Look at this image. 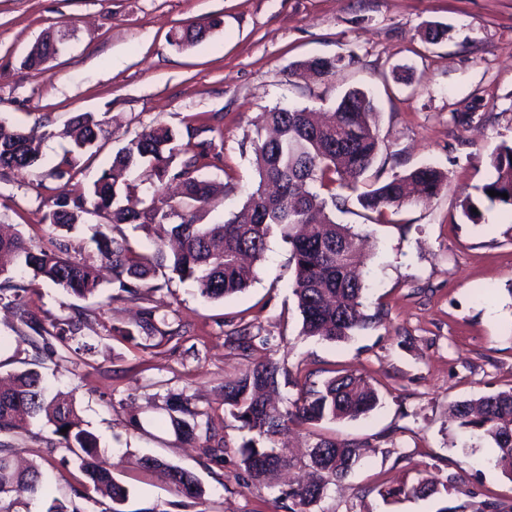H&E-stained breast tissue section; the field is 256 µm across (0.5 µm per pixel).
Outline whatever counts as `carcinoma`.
<instances>
[{"instance_id":"carcinoma-1","label":"carcinoma","mask_w":512,"mask_h":512,"mask_svg":"<svg viewBox=\"0 0 512 512\" xmlns=\"http://www.w3.org/2000/svg\"><path fill=\"white\" fill-rule=\"evenodd\" d=\"M220 25L216 19L206 25H188L177 30L173 42L188 47L204 37L205 29ZM55 38L46 34L36 41L23 65L38 68L57 54ZM374 105L367 93L347 91L336 106L337 119L322 123L307 108H276L263 116L264 127L272 135L255 142V168L259 184L249 199L222 224L199 223L198 212L213 200L211 182L200 170L220 159L213 143L197 139L198 130L186 127L187 141L177 167L173 143L179 134L162 124L142 130L121 147L112 159V170L102 173L86 191L64 195L44 215L45 223L59 231L50 238V247L36 249L18 235L0 234V303L20 311L26 319L24 294L37 281L50 282L77 297L94 295L101 278L98 266L71 254L68 237L85 214H104L110 223L94 227L92 241L104 267L112 274V287L141 299L162 285L160 277L190 281L199 293L220 300L244 291L254 279L249 258L261 260L271 235L277 233L289 247L294 265L292 293L302 316L301 335L329 342L343 341L365 327L372 318L364 311L365 283L358 270L356 239L359 232L336 223L325 213L327 205L338 206L343 190L357 193L360 205L378 216L389 207L408 201L411 185L422 187L425 198L439 194L446 174L433 166H421L405 175L359 186L380 151L373 124ZM106 119L91 112L76 115L64 131L71 149L51 170L58 178H73L79 156L97 146L106 136ZM41 158L40 141L20 128L0 122V169L18 172L35 166ZM493 178L482 187L490 202L512 207V146L503 145L491 158ZM140 169L143 175L178 183V192L167 195L158 189L151 200L135 195L123 180L126 172ZM497 195L490 196L488 191ZM508 197H501L502 193ZM136 224L142 229L158 226L165 236L178 243L172 253L164 241L149 252L133 248L120 228ZM30 274L29 283L16 281L17 271ZM81 320H50V328L34 326L37 335L47 334L64 346L75 340ZM297 389L296 396L280 409L270 404L267 394L283 386ZM378 392L363 378L341 374L317 386L301 380L299 372L273 360L254 363L240 375L224 383V409L252 434L237 449L240 476L245 487L273 486L276 474L292 468L298 460L275 448V442L292 425L319 424L336 420H356L379 405ZM175 432L186 442L202 440L200 457L208 463L224 462L228 448L224 435L216 429L208 412L192 406L190 399L171 395L166 400ZM458 427L468 432L473 448L495 449V462L512 480V389L464 400L450 406ZM34 420L53 427L62 447L84 475L82 488L73 489V498L53 499L47 512H85L77 500L94 501L96 496L111 501L108 512H127L130 490L114 475V464L84 427L73 405L58 401L43 385L42 374L28 368L13 376L11 384L0 387V497L18 503L49 492L40 468H18L13 460V438L27 431ZM68 431L61 432L62 428ZM360 461L359 445L336 437L318 436L309 448L306 480L280 491L275 502L288 500V512H310L331 483L340 482ZM145 470L159 471L168 483L194 503L205 491L190 471L159 458L140 459ZM458 491L453 481H436L418 472L409 486L380 492L383 499L401 495L429 498ZM472 512H512V502L486 499L470 504Z\"/></svg>"}]
</instances>
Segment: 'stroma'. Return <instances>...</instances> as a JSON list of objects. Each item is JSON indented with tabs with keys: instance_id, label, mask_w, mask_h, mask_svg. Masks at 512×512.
<instances>
[{
	"instance_id": "stroma-1",
	"label": "stroma",
	"mask_w": 512,
	"mask_h": 512,
	"mask_svg": "<svg viewBox=\"0 0 512 512\" xmlns=\"http://www.w3.org/2000/svg\"><path fill=\"white\" fill-rule=\"evenodd\" d=\"M220 18L219 29L180 48L172 34ZM432 24L445 27L434 43ZM52 34L59 51L39 69L22 61L34 41ZM346 58L321 79L304 71L314 58ZM350 88L375 103L381 141L372 171L391 178L423 165L446 172L439 195L403 205L375 223L356 198L333 211L337 223L364 234L365 311L377 323L349 339L302 336L292 295L294 267L279 236L242 293L212 300L190 283L172 280L143 300L115 297L109 271L98 292L80 299L49 283L34 285L26 308L38 320L86 318L85 355L58 349L40 371L51 392L75 404L117 477L130 489L129 512H283L263 486L243 487L236 448L244 437L224 411V382L269 358L319 383L333 372L364 376L380 405L356 420L322 431L362 444L351 474L330 486L313 512H438L467 498L512 501V480L489 448L469 449V437L449 417L452 403L512 388V209L482 193L490 160L512 146V0H0V120L41 138L37 168L0 170V224L31 245L48 247L43 217L72 183L91 186L116 151L148 126L209 129L215 166L203 177L217 193L200 212L220 224L258 186L254 143L264 112L276 107L333 111ZM83 112L105 115L109 131L99 152L78 160L74 182L50 171L68 147L61 130ZM473 202L482 217L463 213ZM157 307L172 341L137 334L143 309ZM268 337L245 354L234 331ZM15 309L0 306V377L35 352ZM185 393L223 425V464H206L174 431L164 408ZM50 426L35 421L15 441L22 462L39 465L50 497L13 505L11 512H47L51 497H69L81 477L62 464L64 449ZM154 456L194 472L205 495L178 507L167 480L144 471ZM457 476L463 493L448 498L383 501L380 488L411 485L418 472Z\"/></svg>"
}]
</instances>
